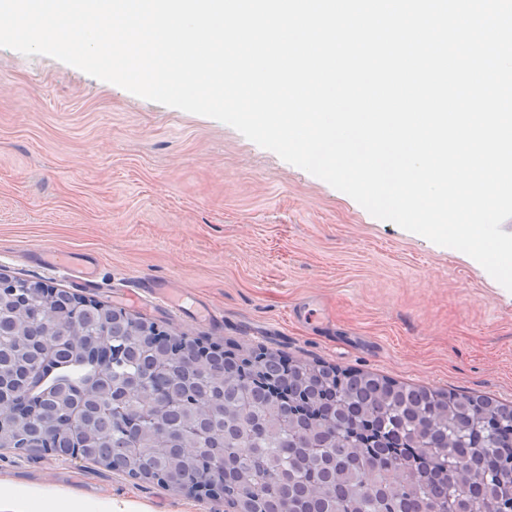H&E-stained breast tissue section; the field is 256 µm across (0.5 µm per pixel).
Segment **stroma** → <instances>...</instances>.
I'll return each instance as SVG.
<instances>
[{
    "label": "stroma",
    "instance_id": "1",
    "mask_svg": "<svg viewBox=\"0 0 512 512\" xmlns=\"http://www.w3.org/2000/svg\"><path fill=\"white\" fill-rule=\"evenodd\" d=\"M91 266L86 288L46 263ZM0 273L233 351L512 405V292L470 256L369 214L234 128L0 47ZM154 288L128 298L139 279ZM134 291V290H133ZM104 512H224L79 459L0 450V484Z\"/></svg>",
    "mask_w": 512,
    "mask_h": 512
}]
</instances>
